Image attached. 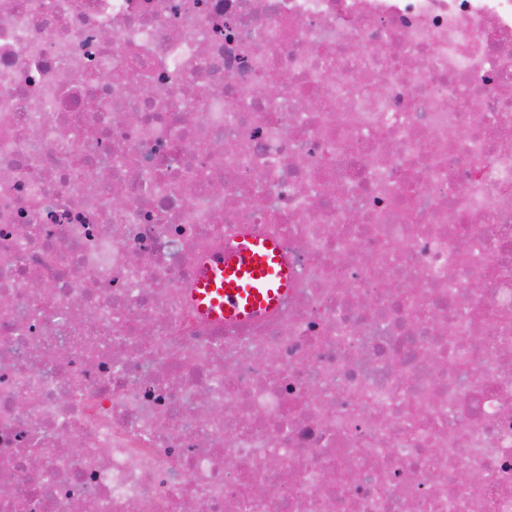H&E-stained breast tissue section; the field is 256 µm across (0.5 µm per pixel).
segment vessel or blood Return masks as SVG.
Instances as JSON below:
<instances>
[{
    "label": "vessel or blood",
    "mask_w": 512,
    "mask_h": 512,
    "mask_svg": "<svg viewBox=\"0 0 512 512\" xmlns=\"http://www.w3.org/2000/svg\"><path fill=\"white\" fill-rule=\"evenodd\" d=\"M292 279L278 241L244 234L203 263L191 298L207 320L242 325L278 309Z\"/></svg>",
    "instance_id": "1"
}]
</instances>
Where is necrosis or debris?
Returning <instances> with one entry per match:
<instances>
[{
  "instance_id": "necrosis-or-debris-1",
  "label": "necrosis or debris",
  "mask_w": 512,
  "mask_h": 512,
  "mask_svg": "<svg viewBox=\"0 0 512 512\" xmlns=\"http://www.w3.org/2000/svg\"><path fill=\"white\" fill-rule=\"evenodd\" d=\"M2 297L0 512H512V0H0ZM292 279L278 241L244 234L202 264L191 298L207 320L242 325L278 309Z\"/></svg>"
}]
</instances>
